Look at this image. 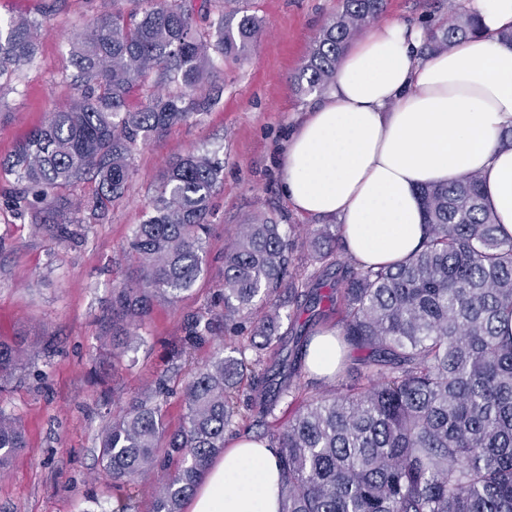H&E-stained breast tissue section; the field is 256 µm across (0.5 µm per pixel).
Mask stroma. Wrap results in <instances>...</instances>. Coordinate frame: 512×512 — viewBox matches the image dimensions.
Wrapping results in <instances>:
<instances>
[{
	"label": "stroma",
	"mask_w": 512,
	"mask_h": 512,
	"mask_svg": "<svg viewBox=\"0 0 512 512\" xmlns=\"http://www.w3.org/2000/svg\"><path fill=\"white\" fill-rule=\"evenodd\" d=\"M343 0H247L263 30L247 56L217 61L203 93L218 96L207 112L140 147L125 200L108 221L63 237L47 214L37 226L17 218L0 175V338L21 337L27 359L0 381V407L18 418L27 446L0 470V512H112L116 492L99 470V436L123 402L166 379V421L178 426L182 388L192 369L225 342L219 311L224 250L237 225L258 213L281 217L305 233L314 218L298 213L281 192V151L297 123L319 100L300 95L293 76L322 27ZM112 10V0H0V21L42 19L32 62L0 99V160L67 107L76 91L68 42ZM456 0H386L383 20L425 24L458 14ZM222 148L223 182L208 222V270L176 302L154 303L132 359L113 361L103 313L112 291L131 281L128 242L169 162ZM212 321L210 343L186 344L187 319Z\"/></svg>",
	"instance_id": "obj_1"
}]
</instances>
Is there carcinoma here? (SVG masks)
<instances>
[{"label":"carcinoma","mask_w":512,"mask_h":512,"mask_svg":"<svg viewBox=\"0 0 512 512\" xmlns=\"http://www.w3.org/2000/svg\"><path fill=\"white\" fill-rule=\"evenodd\" d=\"M118 2L70 43L80 74L72 105L0 161V173L14 177L10 202L21 219L40 220L88 175L98 188L72 223L106 219L125 196L138 147L207 111L212 98L196 92L215 59L246 56L262 30L254 14L226 9L231 0ZM384 8L385 0H344L295 74L296 91L326 92L349 43ZM41 27L0 25V92L31 61ZM475 32L460 14L427 28L426 48L445 51ZM223 171L218 150L169 164L128 243L136 278L112 293V357L142 341L137 330L154 301L179 298L203 273ZM420 195L426 240L392 265L351 263L340 226L320 224L305 242L316 269L303 275L283 225L266 215L240 225L224 251V326L238 332L259 296L272 311L251 321L248 345L191 373L177 430L165 422L166 382L128 398L100 436L98 461L112 484L166 466L154 512H181L241 418L243 436L276 450L281 512H512V333L502 329L512 320V236L498 234L476 175ZM282 308L292 336L280 332ZM327 312L339 316V341L351 349L342 368L363 372V381L302 401L277 428L276 407L300 390L307 323ZM212 332L194 317L186 343L204 344ZM25 358L20 345L0 341V379ZM24 447L18 419L0 407V469Z\"/></svg>","instance_id":"carcinoma-1"}]
</instances>
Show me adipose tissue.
Instances as JSON below:
<instances>
[{
	"mask_svg": "<svg viewBox=\"0 0 512 512\" xmlns=\"http://www.w3.org/2000/svg\"><path fill=\"white\" fill-rule=\"evenodd\" d=\"M475 34L421 53L419 28L369 29L347 49L327 95L299 120L281 188L301 214L339 220L363 266L394 264L426 236L420 190L481 175L499 232L512 236V0H466ZM273 449L239 439L214 459L187 512H280Z\"/></svg>",
	"mask_w": 512,
	"mask_h": 512,
	"instance_id": "1",
	"label": "adipose tissue"
}]
</instances>
